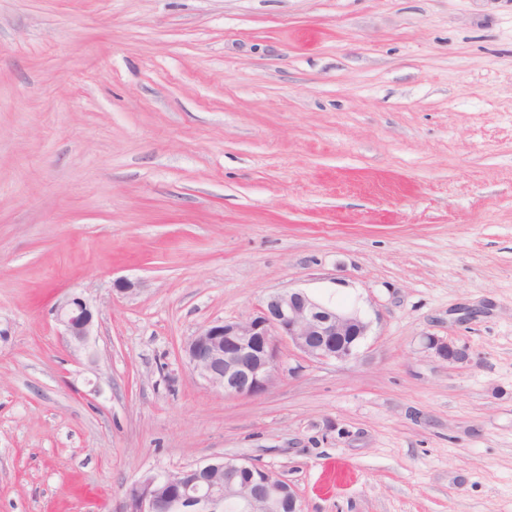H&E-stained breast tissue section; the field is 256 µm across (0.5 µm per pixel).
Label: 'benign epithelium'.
<instances>
[{"label": "benign epithelium", "instance_id": "obj_1", "mask_svg": "<svg viewBox=\"0 0 512 512\" xmlns=\"http://www.w3.org/2000/svg\"><path fill=\"white\" fill-rule=\"evenodd\" d=\"M60 335L68 345L87 348L95 325L94 310L83 295L72 293L54 308ZM372 321L358 308L325 302L299 289L267 296L249 317L203 325L184 346L191 375L228 396L251 397L267 391L279 370L278 343L284 341L311 361L343 363L358 355ZM427 346L450 363L469 357L468 349L437 337ZM227 474L213 483L215 470ZM303 512L284 481L246 459L221 457L175 472L150 473L125 492L119 512Z\"/></svg>", "mask_w": 512, "mask_h": 512}]
</instances>
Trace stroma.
Here are the masks:
<instances>
[{"label": "stroma", "instance_id": "1", "mask_svg": "<svg viewBox=\"0 0 512 512\" xmlns=\"http://www.w3.org/2000/svg\"><path fill=\"white\" fill-rule=\"evenodd\" d=\"M291 288L368 311L356 359L191 375ZM222 456L304 512H512V0H0V512ZM60 335L74 350L86 349L95 325L94 310L82 294L72 293L54 308ZM427 346L435 349L436 353L449 363H456L468 359L469 352L466 347H458L452 342L443 341L437 337H427Z\"/></svg>", "mask_w": 512, "mask_h": 512}]
</instances>
